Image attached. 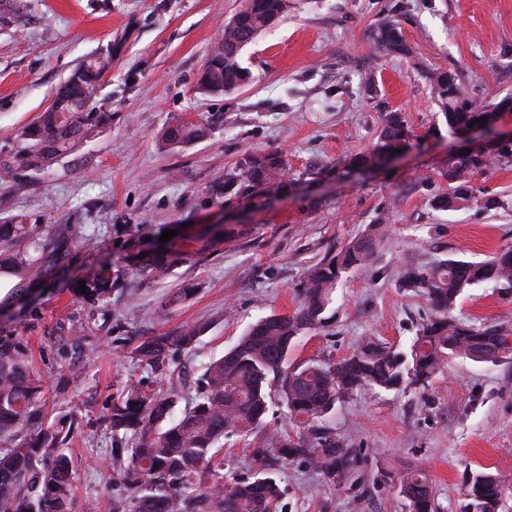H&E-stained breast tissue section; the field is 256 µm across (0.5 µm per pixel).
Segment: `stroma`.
<instances>
[{
    "label": "stroma",
    "mask_w": 512,
    "mask_h": 512,
    "mask_svg": "<svg viewBox=\"0 0 512 512\" xmlns=\"http://www.w3.org/2000/svg\"><path fill=\"white\" fill-rule=\"evenodd\" d=\"M242 2L35 0L31 19L0 29L2 152L79 63L118 49L98 92L104 120L78 160L21 189L0 182V218L84 229V247L49 285L0 306V336L27 342L54 415L79 423L71 512H109L123 493L112 484L104 418L116 392L143 377L144 341L197 326L194 347L169 355L197 377L259 319L292 314L309 268L328 252L370 236L373 254L339 284L329 326L301 337L290 358L339 360L369 338L404 349L433 315L424 297L398 288L405 262L480 261L512 246V163L474 180L497 208H436L448 192V154L464 144L425 77L453 69L467 96L508 101L495 129L512 131V0H288L279 22L241 52L251 83L199 93L200 71ZM387 20L410 55L375 48L373 32ZM211 112L224 121L205 138L159 142L163 127ZM389 112L404 115L410 149L341 177L339 160L366 149ZM271 151L287 162L285 188L226 211L214 186L245 155ZM166 230L198 256L165 280L142 279L137 267L163 249ZM102 273L123 286L90 302L81 284ZM186 287L190 296L177 299ZM454 315L512 323V289L468 288ZM327 423L357 463L332 480L304 460L284 462L285 512H406L399 480L412 469L427 474L440 512H463L468 473L499 472L509 481L502 512H512V359H456L428 383L354 393Z\"/></svg>",
    "instance_id": "obj_1"
}]
</instances>
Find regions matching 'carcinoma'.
<instances>
[{
    "instance_id": "carcinoma-1",
    "label": "carcinoma",
    "mask_w": 512,
    "mask_h": 512,
    "mask_svg": "<svg viewBox=\"0 0 512 512\" xmlns=\"http://www.w3.org/2000/svg\"><path fill=\"white\" fill-rule=\"evenodd\" d=\"M286 8L287 0H244L224 27V42L200 73L199 91L219 95L246 85L250 72L241 65L242 49ZM32 9V0H0V26L24 19ZM373 42L389 54L410 53L395 22L377 28ZM111 62L109 50L70 73L51 104L17 135L16 144L0 152V182L23 187L33 176L48 175L94 136L101 123L96 92ZM427 79L452 132L483 117L493 119L487 112L490 104L464 95L455 71H432ZM222 121L223 114L212 113L198 123L169 125L158 138L169 147H179L202 138ZM411 138L402 115L390 112L372 145L344 157L341 165L348 173L369 168L404 149ZM509 162L512 142L494 153L451 158L445 173L448 194L435 206L448 211L469 208L477 201L473 179L497 163ZM285 175L281 154L247 155L224 181V206L283 186ZM81 240L78 224H29L21 215L0 224V284L8 288L6 301L22 302L27 288L51 277ZM371 246L372 240L359 239L311 267L298 310L291 316L270 315L258 321L224 356L207 363L193 382L194 396L181 409L186 382L174 376L165 355L191 349L199 329L186 327L176 336H157L139 346L138 360L148 376L117 392L105 417L116 456L125 458L112 469V480L127 496L112 499V512H279L287 489L267 468L269 462L305 459L330 479L354 466L353 450L342 447L326 425L336 403L362 389L397 390L407 382H426L456 358L473 361L483 355L495 363L512 355L511 324L477 326L453 316L464 290L473 285L492 282L512 288V248L506 247L478 262L446 258L427 267L410 262L402 266L398 287L424 296L434 310L409 349L368 339L339 361H290L301 335L324 331V313L339 281L365 264ZM192 256L189 251L162 249L140 264L138 272L161 281ZM114 287L112 278L102 273L87 284L84 297L104 301ZM40 394L41 387L32 378L28 346L17 338L0 337V512H70L73 461L67 449L76 418L70 414L46 423ZM274 404L296 427L295 434L265 431ZM250 432L262 433L252 457L263 468L251 478L224 476V438ZM41 458L49 463L37 469L34 464ZM505 488L499 473H471L467 512H499ZM400 492L409 512H438L425 472L404 475Z\"/></svg>"
}]
</instances>
